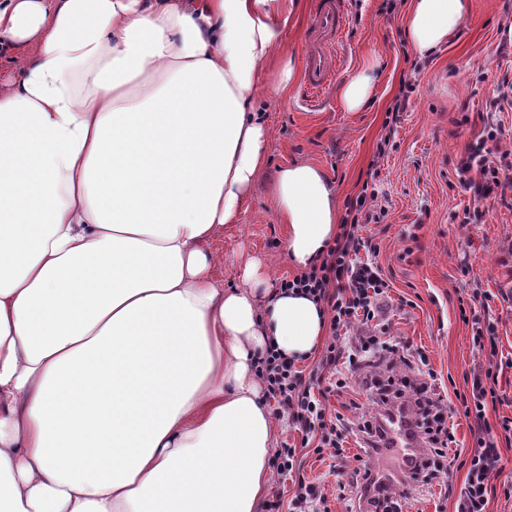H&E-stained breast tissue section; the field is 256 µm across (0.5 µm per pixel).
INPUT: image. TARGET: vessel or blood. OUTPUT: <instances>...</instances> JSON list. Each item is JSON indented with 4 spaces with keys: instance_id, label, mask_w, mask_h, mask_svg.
<instances>
[{
    "instance_id": "b4317fda",
    "label": "vessel or blood",
    "mask_w": 512,
    "mask_h": 512,
    "mask_svg": "<svg viewBox=\"0 0 512 512\" xmlns=\"http://www.w3.org/2000/svg\"><path fill=\"white\" fill-rule=\"evenodd\" d=\"M346 25L340 0H317L314 25L307 35L304 58V83L322 89L336 72L335 46Z\"/></svg>"
}]
</instances>
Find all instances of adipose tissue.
Here are the masks:
<instances>
[{"label": "adipose tissue", "instance_id": "adipose-tissue-1", "mask_svg": "<svg viewBox=\"0 0 512 512\" xmlns=\"http://www.w3.org/2000/svg\"><path fill=\"white\" fill-rule=\"evenodd\" d=\"M297 0H0V512H259L277 421L269 344L310 357L327 317L224 285L214 241L266 165L260 77ZM470 0H412L426 57ZM284 252L336 236L320 167L279 168Z\"/></svg>", "mask_w": 512, "mask_h": 512}]
</instances>
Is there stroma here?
<instances>
[{
	"label": "stroma",
	"mask_w": 512,
	"mask_h": 512,
	"mask_svg": "<svg viewBox=\"0 0 512 512\" xmlns=\"http://www.w3.org/2000/svg\"><path fill=\"white\" fill-rule=\"evenodd\" d=\"M316 0H300L281 51V61L302 68L306 34ZM410 0H343L346 27L338 43L339 71L317 91L302 78L284 92L262 91L271 138L269 163L253 187L238 223L224 227L214 247L224 255V285L239 286L245 263L268 266V286L296 269L284 257L285 227L270 198L279 167L308 162L321 167L345 205L362 187L374 189L383 211L362 225L360 234L378 247V261L391 291L382 311L386 335L407 340L422 351L446 394L466 391V379L487 367L473 349L472 328L462 321L459 302L482 295L479 319L495 324L499 403L487 408L486 421L498 428L512 419V201L481 200L464 186L458 162L484 125L497 128L492 160L512 154V103L497 110L489 103L504 80H512V0H472L466 23L429 59L417 57L405 41ZM375 61V90L359 112L343 111L339 85L367 61ZM414 85L384 156L376 145L396 104L401 80ZM483 211L481 223H465L466 211ZM305 480L320 484L330 512H350L338 486L348 483L344 467L302 448ZM465 469L409 483L411 500L403 512H454Z\"/></svg>",
	"instance_id": "35a3bbf8"
}]
</instances>
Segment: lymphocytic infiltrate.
Here are the masks:
<instances>
[{"label": "lymphocytic infiltrate", "instance_id": "obj_1", "mask_svg": "<svg viewBox=\"0 0 512 512\" xmlns=\"http://www.w3.org/2000/svg\"><path fill=\"white\" fill-rule=\"evenodd\" d=\"M497 136L496 128H484L460 162L467 189L483 200L497 197L512 182V167L490 158L488 144ZM377 199L375 192L361 190L347 204L350 222L341 225L325 254L280 281L282 290L318 299L328 315L330 336L317 362L305 371L270 347L260 354L257 373L265 400L273 403L275 413L287 416L289 424L302 432L303 445L313 446L318 454L329 448L334 457L343 458L346 435L354 431L365 437L376 454H384L392 444L387 423L395 414H402L406 436L416 445L403 455L402 475L390 479L377 476L356 487L359 500L387 501L393 512H401L408 481L419 480L428 469L441 472V462L455 441L449 416L485 426L488 403L500 400L495 362L498 346L494 324L473 320L472 346L486 355L489 365L472 375L469 392L447 402L422 379L425 356L412 353L407 342L384 336L377 319L389 283L376 260V246L359 234L361 225L372 221ZM341 365L352 371V382L368 392L378 414L357 424L338 414L328 415L329 393L346 388L349 382L335 376ZM500 427V434L478 438L466 458L467 473L455 512H486L493 491L491 478L501 472L498 440L512 437V419L502 420ZM326 503L318 486L302 480L290 499L273 492L265 512H322Z\"/></svg>", "mask_w": 512, "mask_h": 512}]
</instances>
